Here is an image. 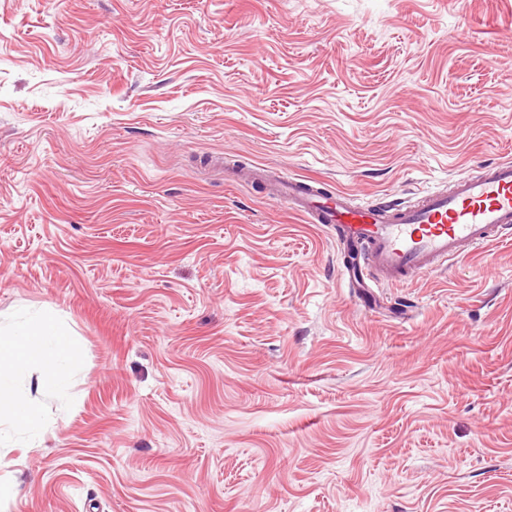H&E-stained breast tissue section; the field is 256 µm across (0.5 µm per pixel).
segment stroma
<instances>
[{
  "mask_svg": "<svg viewBox=\"0 0 512 512\" xmlns=\"http://www.w3.org/2000/svg\"><path fill=\"white\" fill-rule=\"evenodd\" d=\"M501 159L512 0H0V320L82 360L6 512H512V241L370 295L227 176Z\"/></svg>",
  "mask_w": 512,
  "mask_h": 512,
  "instance_id": "35a3bbf8",
  "label": "stroma"
}]
</instances>
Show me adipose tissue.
Segmentation results:
<instances>
[{
	"label": "adipose tissue",
	"mask_w": 512,
	"mask_h": 512,
	"mask_svg": "<svg viewBox=\"0 0 512 512\" xmlns=\"http://www.w3.org/2000/svg\"><path fill=\"white\" fill-rule=\"evenodd\" d=\"M79 366L78 352L52 310L0 323V462L14 437H41L40 396L64 399Z\"/></svg>",
	"instance_id": "adipose-tissue-1"
}]
</instances>
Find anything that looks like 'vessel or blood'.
Instances as JSON below:
<instances>
[{"label": "vessel or blood", "mask_w": 512, "mask_h": 512, "mask_svg": "<svg viewBox=\"0 0 512 512\" xmlns=\"http://www.w3.org/2000/svg\"><path fill=\"white\" fill-rule=\"evenodd\" d=\"M269 192L309 223L334 229L337 241L355 244L362 263L348 278L361 286L384 288L437 273L477 248L512 238L508 159L402 207L366 206L344 190L324 193L292 177L274 181Z\"/></svg>", "instance_id": "obj_1"}]
</instances>
